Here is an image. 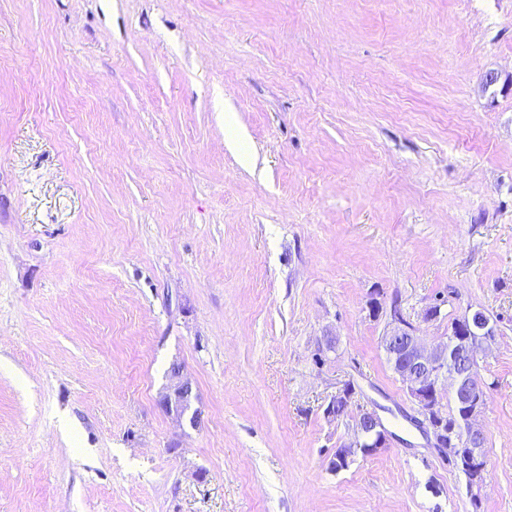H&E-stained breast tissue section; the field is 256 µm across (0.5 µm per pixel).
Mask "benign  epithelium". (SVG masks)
<instances>
[{
	"mask_svg": "<svg viewBox=\"0 0 512 512\" xmlns=\"http://www.w3.org/2000/svg\"><path fill=\"white\" fill-rule=\"evenodd\" d=\"M460 322L465 324V330L452 331L448 333V341L430 345L411 323L393 309L381 338L386 355L400 360L396 375L416 407L419 430L439 455L449 459L457 458L458 440L448 432V410L436 399L437 387L449 385V391L467 407V399L472 397L473 391L483 388L484 383L472 380L467 372L455 370L452 374H447L448 355L463 356L474 361L478 351L497 336L495 323L484 314L476 311L467 313L461 317ZM171 377L173 383L169 392L162 398V407L180 419L188 418L189 424L193 427L201 426V410L193 407L192 382L182 376L179 366L172 368ZM354 393L352 387L343 385L330 399L325 415L329 418L335 417L336 402L348 401ZM461 425L468 445L472 448L468 462L475 466H483L484 449L476 446V443L485 436L482 426L475 421L471 412L462 418ZM356 428L357 438L349 443V446L377 449L387 447V431L375 411L364 410L360 414Z\"/></svg>",
	"mask_w": 512,
	"mask_h": 512,
	"instance_id": "7a95c632",
	"label": "benign epithelium"
}]
</instances>
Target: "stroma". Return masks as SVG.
Instances as JSON below:
<instances>
[{
    "label": "stroma",
    "instance_id": "1",
    "mask_svg": "<svg viewBox=\"0 0 512 512\" xmlns=\"http://www.w3.org/2000/svg\"><path fill=\"white\" fill-rule=\"evenodd\" d=\"M394 309L497 324L481 487ZM0 512H512V0H0ZM173 383L169 392L161 401L162 407L168 413H174L178 418H188L192 427L201 426V410L193 408V384L182 376L181 367H173L171 370ZM357 428V438L351 443L344 445L341 447L344 448L349 447H362L360 452L364 455L369 454L366 451V448H377L372 453L378 451L381 448L387 447V431L383 428V423L381 418L374 410H364L356 423ZM340 450L339 453H340ZM338 451L336 454H338Z\"/></svg>",
    "mask_w": 512,
    "mask_h": 512
}]
</instances>
